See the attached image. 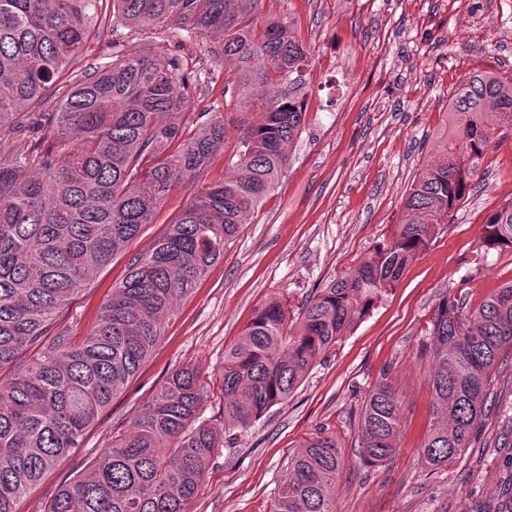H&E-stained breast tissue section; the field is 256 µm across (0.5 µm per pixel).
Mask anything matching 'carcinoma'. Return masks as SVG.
Instances as JSON below:
<instances>
[{
    "label": "carcinoma",
    "mask_w": 512,
    "mask_h": 512,
    "mask_svg": "<svg viewBox=\"0 0 512 512\" xmlns=\"http://www.w3.org/2000/svg\"><path fill=\"white\" fill-rule=\"evenodd\" d=\"M0 0V512L16 504L72 451L158 344L175 302L189 293L275 188L285 146L305 121L309 49L293 22L258 21L259 0ZM183 24L218 40L235 61L238 133L234 176L198 190L151 251L135 255L88 336L73 341L59 312L91 274L154 222L177 180L198 176L224 146L226 124L207 110L196 132L183 116L200 98L198 73L125 47L80 74L71 65L105 33ZM58 96L52 109L43 105ZM501 125L512 128V78H463L438 136L442 160L406 191L403 219L349 276L319 289L290 319L280 300L258 308L224 351V432L200 419L208 383L197 366L174 371L126 436L89 461L47 512H188L224 434L288 401L331 351L394 287L406 266L471 189ZM490 248L512 247V201L485 221ZM434 423L424 445L433 466L467 447L489 398L491 372L512 351V284L478 307L446 297L430 320ZM398 401L381 382L366 396L360 456L378 465L395 451ZM343 459L333 437H314L288 459L272 512H336Z\"/></svg>",
    "instance_id": "carcinoma-1"
}]
</instances>
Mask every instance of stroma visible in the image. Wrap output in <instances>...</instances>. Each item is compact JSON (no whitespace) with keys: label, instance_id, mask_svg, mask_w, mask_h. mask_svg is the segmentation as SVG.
<instances>
[{"label":"stroma","instance_id":"1","mask_svg":"<svg viewBox=\"0 0 512 512\" xmlns=\"http://www.w3.org/2000/svg\"><path fill=\"white\" fill-rule=\"evenodd\" d=\"M491 23L481 45L461 39L460 12L448 0H261L260 17L284 14L311 49L306 121L286 151L288 169L243 224L224 256L180 298L153 353L89 429L19 503L46 512L60 486L99 456L175 370L200 366L211 393L201 416L223 427L220 373L264 303L286 301L290 314L331 280L353 272L402 218V196L418 169L436 157L447 104L465 76L512 74V17L500 0H478ZM135 52L180 53L186 67L211 72L203 104L224 117V87L234 66L217 40L185 38L179 26L133 29ZM490 149L470 194L450 214L400 281L307 372L288 402L235 429L211 459L190 512H271L288 477V457L315 436L334 437L345 461L337 512H505L512 507V352L491 375L490 396L470 444L433 467L423 446L433 423L431 363L422 348L433 311L446 296L478 306L512 282V249L484 243L486 217L512 200V129ZM228 132L199 180L175 183L127 252L98 270L59 316L74 336L94 324L132 255L147 253L202 186L230 176ZM387 381L401 424L395 452L378 466L359 457L358 422L367 393Z\"/></svg>","mask_w":512,"mask_h":512}]
</instances>
